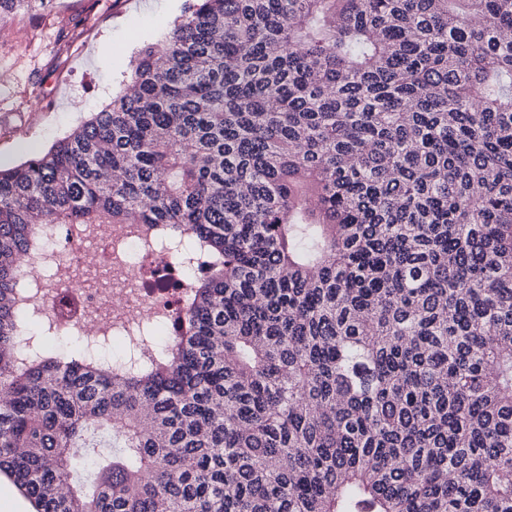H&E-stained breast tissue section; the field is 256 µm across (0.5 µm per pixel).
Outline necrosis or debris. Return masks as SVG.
I'll return each mask as SVG.
<instances>
[{
  "label": "necrosis or debris",
  "instance_id": "necrosis-or-debris-1",
  "mask_svg": "<svg viewBox=\"0 0 512 512\" xmlns=\"http://www.w3.org/2000/svg\"><path fill=\"white\" fill-rule=\"evenodd\" d=\"M51 263L31 269L50 286L37 301L38 314L58 325L93 335L116 332L119 317L136 321L174 314L183 305L184 269L164 249L145 251L118 226L82 238L56 225Z\"/></svg>",
  "mask_w": 512,
  "mask_h": 512
}]
</instances>
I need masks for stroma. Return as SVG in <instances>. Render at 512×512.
I'll use <instances>...</instances> for the list:
<instances>
[{
  "label": "stroma",
  "mask_w": 512,
  "mask_h": 512,
  "mask_svg": "<svg viewBox=\"0 0 512 512\" xmlns=\"http://www.w3.org/2000/svg\"><path fill=\"white\" fill-rule=\"evenodd\" d=\"M185 3L34 0L1 21L0 165L47 150L108 104L137 51L164 37Z\"/></svg>",
  "instance_id": "stroma-1"
}]
</instances>
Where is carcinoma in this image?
<instances>
[{"label":"carcinoma","mask_w":512,"mask_h":512,"mask_svg":"<svg viewBox=\"0 0 512 512\" xmlns=\"http://www.w3.org/2000/svg\"><path fill=\"white\" fill-rule=\"evenodd\" d=\"M56 224L191 271L172 341L115 367L40 323ZM1 476L36 512H512V0H187L0 168Z\"/></svg>","instance_id":"cac0c4a2"}]
</instances>
